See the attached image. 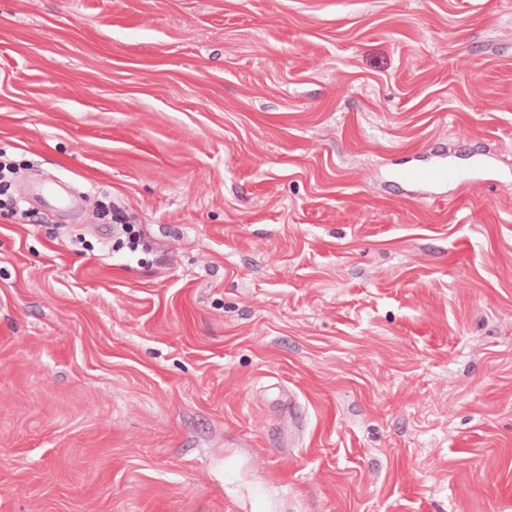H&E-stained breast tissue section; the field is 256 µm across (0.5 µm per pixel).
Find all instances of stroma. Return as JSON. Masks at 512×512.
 <instances>
[{
    "label": "stroma",
    "mask_w": 512,
    "mask_h": 512,
    "mask_svg": "<svg viewBox=\"0 0 512 512\" xmlns=\"http://www.w3.org/2000/svg\"><path fill=\"white\" fill-rule=\"evenodd\" d=\"M0 159V512H512V0H0ZM397 177L404 184L437 187L462 182L465 175L455 164L442 158V160L430 164L404 167L398 171Z\"/></svg>",
    "instance_id": "35a3bbf8"
}]
</instances>
